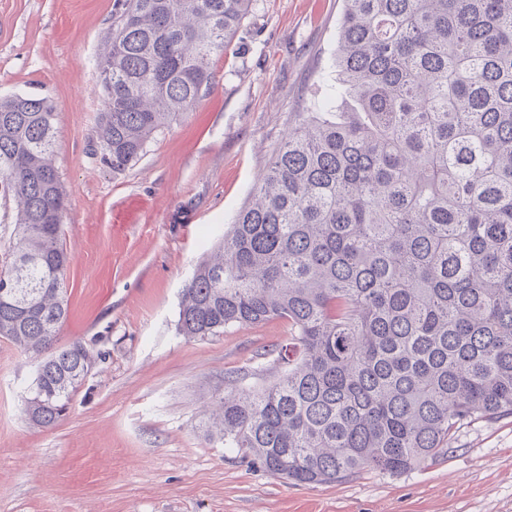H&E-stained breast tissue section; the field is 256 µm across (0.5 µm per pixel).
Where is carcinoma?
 Segmentation results:
<instances>
[{"mask_svg": "<svg viewBox=\"0 0 512 512\" xmlns=\"http://www.w3.org/2000/svg\"><path fill=\"white\" fill-rule=\"evenodd\" d=\"M99 55L92 155L121 172L214 86L252 0H119ZM336 78L275 150L182 290L205 338L284 319L277 375L224 378L204 435L277 477L343 482L448 454L512 415V0H345ZM46 97H0V338L43 356L49 428L105 354L57 347L65 196Z\"/></svg>", "mask_w": 512, "mask_h": 512, "instance_id": "obj_1", "label": "carcinoma"}]
</instances>
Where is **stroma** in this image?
<instances>
[{"label": "stroma", "mask_w": 512, "mask_h": 512, "mask_svg": "<svg viewBox=\"0 0 512 512\" xmlns=\"http://www.w3.org/2000/svg\"><path fill=\"white\" fill-rule=\"evenodd\" d=\"M344 0H252L215 85L115 173L92 155L96 61L117 0H0V97L58 112L55 166L72 262L59 344L106 354L54 427L29 422L37 362L0 338V512H512V415L464 424L448 456L343 483L293 484L202 429L227 373L287 344L281 319L204 339L177 330L182 289L310 111Z\"/></svg>", "instance_id": "stroma-1"}]
</instances>
